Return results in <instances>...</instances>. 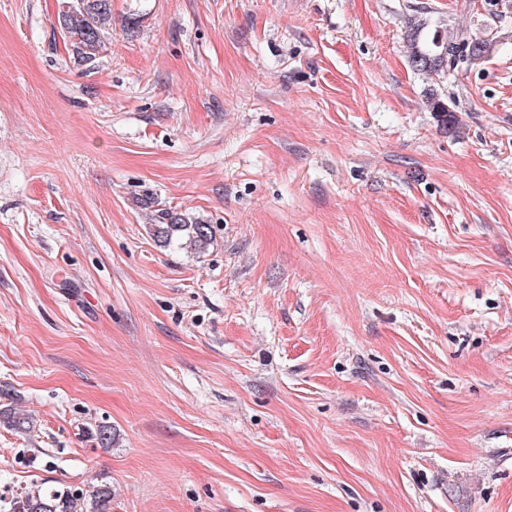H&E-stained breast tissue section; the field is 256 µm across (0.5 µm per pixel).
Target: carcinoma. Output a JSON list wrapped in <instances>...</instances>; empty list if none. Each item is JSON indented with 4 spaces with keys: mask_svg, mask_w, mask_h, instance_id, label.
I'll return each mask as SVG.
<instances>
[{
    "mask_svg": "<svg viewBox=\"0 0 512 512\" xmlns=\"http://www.w3.org/2000/svg\"><path fill=\"white\" fill-rule=\"evenodd\" d=\"M112 20V0H65L59 13L61 28L74 38L73 52L85 63L95 61L102 47V32ZM408 63L418 72L453 74L468 62L491 52L490 43L461 32L451 35L427 18L409 21L406 31ZM161 222L149 225L154 242L167 247L173 243L194 253L206 252L214 243L212 226L203 220L163 210ZM0 426L20 433L34 430L33 419L0 410ZM112 491L101 485L91 492L64 486L29 489L10 504L9 512H110Z\"/></svg>",
    "mask_w": 512,
    "mask_h": 512,
    "instance_id": "obj_1",
    "label": "carcinoma"
}]
</instances>
